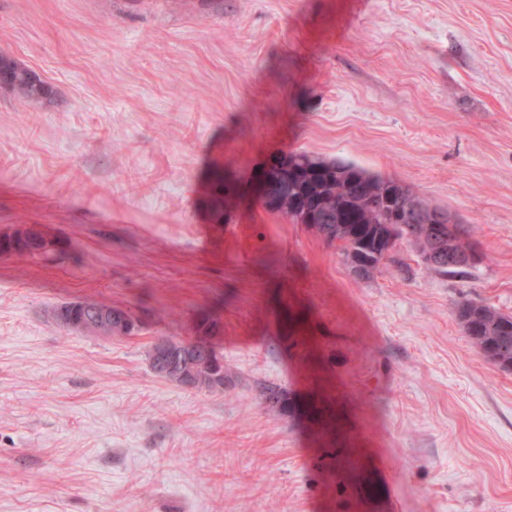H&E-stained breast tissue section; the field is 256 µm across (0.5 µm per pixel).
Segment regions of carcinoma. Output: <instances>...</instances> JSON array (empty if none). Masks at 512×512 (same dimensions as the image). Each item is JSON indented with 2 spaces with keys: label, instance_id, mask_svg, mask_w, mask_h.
<instances>
[{
  "label": "carcinoma",
  "instance_id": "carcinoma-1",
  "mask_svg": "<svg viewBox=\"0 0 512 512\" xmlns=\"http://www.w3.org/2000/svg\"><path fill=\"white\" fill-rule=\"evenodd\" d=\"M0 84L32 101L47 96L43 84H34L28 70L12 63ZM270 211L305 224L329 246L340 244L357 276L370 280L384 260L397 247L407 244L419 256L425 245L418 225L399 222L400 212L414 197L413 190L397 181L367 172L351 162L323 161L305 152L292 151L271 169ZM44 239L32 230L0 236V252L35 255ZM458 250L479 251L468 225H460ZM455 318L477 353L486 350H512V314L490 305L463 298L454 304ZM194 338L209 345L208 352L192 360L185 371L176 365L164 379L189 385L201 391L224 390V354L218 348V321L208 315L193 325Z\"/></svg>",
  "mask_w": 512,
  "mask_h": 512
}]
</instances>
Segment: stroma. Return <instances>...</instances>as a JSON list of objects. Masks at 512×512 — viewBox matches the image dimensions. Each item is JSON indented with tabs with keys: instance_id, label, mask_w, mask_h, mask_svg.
I'll use <instances>...</instances> for the list:
<instances>
[{
	"instance_id": "stroma-1",
	"label": "stroma",
	"mask_w": 512,
	"mask_h": 512,
	"mask_svg": "<svg viewBox=\"0 0 512 512\" xmlns=\"http://www.w3.org/2000/svg\"><path fill=\"white\" fill-rule=\"evenodd\" d=\"M0 54L50 89L0 86V235L54 245L0 254V512H512V370L452 313H512V0H0ZM291 151L408 185L483 260L359 279L248 195ZM84 299L135 330L61 331ZM205 313L217 392L147 356Z\"/></svg>"
}]
</instances>
